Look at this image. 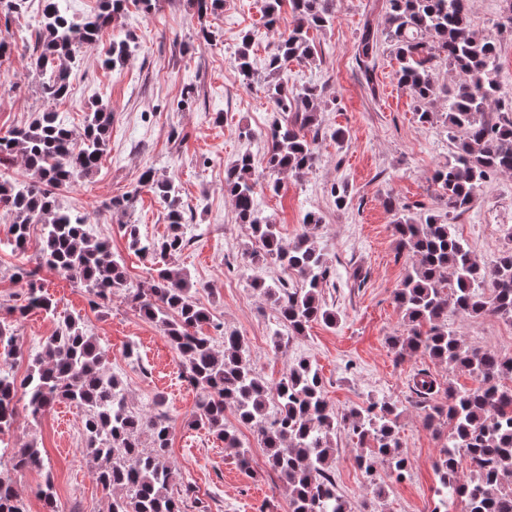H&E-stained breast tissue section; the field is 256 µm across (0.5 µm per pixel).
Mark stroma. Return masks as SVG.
I'll return each mask as SVG.
<instances>
[{
  "label": "stroma",
  "mask_w": 512,
  "mask_h": 512,
  "mask_svg": "<svg viewBox=\"0 0 512 512\" xmlns=\"http://www.w3.org/2000/svg\"><path fill=\"white\" fill-rule=\"evenodd\" d=\"M385 0H336L330 27L313 32L322 54L312 64L288 63L291 86L314 84L323 91L318 114V158L302 177L284 174L278 191L260 189L257 205L271 216L284 243L303 231L306 212L323 218L317 242L330 270L321 296L338 316L336 326H309L305 335L290 339L280 351L270 348L278 329L277 312L267 305L254 284L291 278L274 263L252 264L244 254L254 249L249 225L239 223L234 204L224 192L227 168L250 156L262 171L273 105L259 92L243 87L233 59L240 37L253 32L251 57L258 77L280 33L294 17L283 4L277 24L263 25L266 0H224L215 14L199 16L192 0H160L155 11L129 8L99 41L81 45L69 66L70 93L52 102L40 92L32 35L41 18L43 0H26L20 13L0 12V41L9 50L0 58V136L30 124L51 111L74 132H81L90 102L102 100L112 112L110 141L96 171L60 192L61 208L87 215L88 230L108 239L126 263L128 281L111 302L91 307L79 285L56 273L42 271L55 315L32 311L18 318L16 333L27 350H37L41 338L52 335L65 317H81L89 334L107 353V367L124 383L130 406L140 413L162 409L175 422L170 459L176 484H192L208 512H288L286 486L267 478L265 455L252 426L226 409L224 422L234 430L252 457L251 471L239 466L232 451L208 429L193 425L197 393L183 378L182 359L160 327L138 313L128 293L148 289L156 275L151 258L130 251L121 224L138 225L144 237L159 240L168 224L164 203L140 182L145 170L174 179L180 187L188 221L197 230L173 266L188 273L198 287L197 299L224 325L225 332L243 337L252 362L268 381L279 380L289 360L308 358L319 370L324 395L336 411L367 406L370 399L397 404L400 444L411 460L408 476L396 479L383 463L372 473L353 460L357 439L349 430L337 431L334 471L336 487L353 505L371 502L376 512H433L439 474L435 468L445 441L426 428L424 411L409 390L412 376L425 369L441 382L459 389L477 385L473 375L452 370L423 355L400 356L390 337L405 330L394 294L411 260L399 253L391 224L393 212L438 210L432 173L446 163L451 149L444 122L419 123L414 102L394 77L397 62L388 41H381L372 83L358 70L356 53L364 22L386 26ZM474 30L501 45V96L512 100V34L498 20L505 0H469ZM214 31L212 42L200 41L201 28ZM129 39L132 55L110 67L103 61L112 41ZM196 88L183 102L185 88ZM343 130L344 141L333 133ZM347 188L346 205L337 206L332 185ZM131 194L126 213L110 208L113 198ZM459 236L476 260L493 262L506 245L504 232L512 226V172L485 183L474 207L451 216ZM9 226L0 219V306L18 305L23 288L14 274L32 267L41 240L32 226L26 250L2 247ZM455 327L466 343L512 356V323L494 316L459 319ZM40 449L39 469L12 471L11 457L26 445ZM0 471L10 474L27 512H44L37 491L52 483L59 512H110L111 498L97 484L94 464L84 451L80 414L61 403L32 421L18 410L12 428L0 434ZM382 497H374L375 487ZM200 503V504H201Z\"/></svg>",
  "instance_id": "35a3bbf8"
}]
</instances>
